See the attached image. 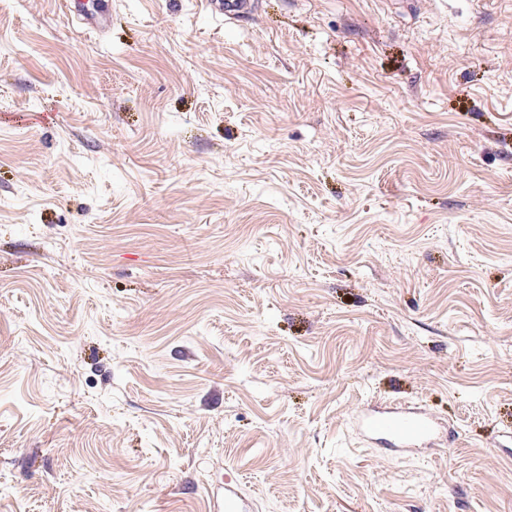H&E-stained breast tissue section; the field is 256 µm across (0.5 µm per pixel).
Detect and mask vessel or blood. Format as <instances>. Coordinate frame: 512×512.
Masks as SVG:
<instances>
[{
	"mask_svg": "<svg viewBox=\"0 0 512 512\" xmlns=\"http://www.w3.org/2000/svg\"><path fill=\"white\" fill-rule=\"evenodd\" d=\"M205 7L209 14L228 19L245 17L252 11L251 0H205ZM358 425L365 438L391 443L409 455L419 453L437 430L433 417L410 407L362 409Z\"/></svg>",
	"mask_w": 512,
	"mask_h": 512,
	"instance_id": "1",
	"label": "vessel or blood"
}]
</instances>
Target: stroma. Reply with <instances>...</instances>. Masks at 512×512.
I'll use <instances>...</instances> for the list:
<instances>
[{"instance_id": "1", "label": "stroma", "mask_w": 512, "mask_h": 512, "mask_svg": "<svg viewBox=\"0 0 512 512\" xmlns=\"http://www.w3.org/2000/svg\"><path fill=\"white\" fill-rule=\"evenodd\" d=\"M63 2L0 0V512H512V0ZM67 10L70 14L80 16L86 20V25L95 31H100L107 24L106 10H99L96 14L85 12L81 2L78 0H67L65 2ZM205 7L209 14L228 19H238L251 14L250 0H206ZM358 425L368 440L389 442L399 448H386L403 454H417L436 433L437 423L426 412L410 407L364 408Z\"/></svg>"}]
</instances>
